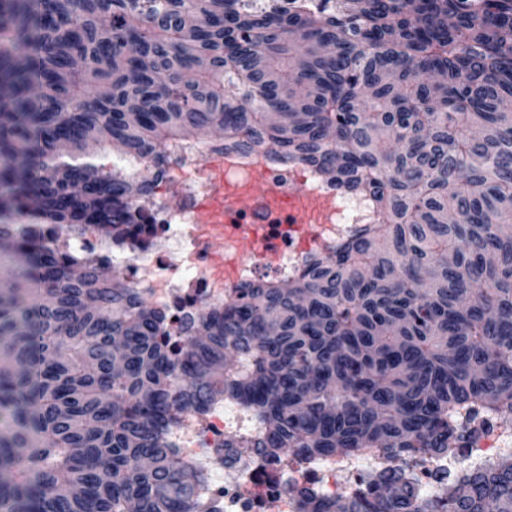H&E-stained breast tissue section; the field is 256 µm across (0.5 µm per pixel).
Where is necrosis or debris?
<instances>
[{"mask_svg": "<svg viewBox=\"0 0 512 512\" xmlns=\"http://www.w3.org/2000/svg\"><path fill=\"white\" fill-rule=\"evenodd\" d=\"M180 173L159 184L150 208L155 216L154 233L142 248L119 247L86 236H72L68 246L107 260L128 285L146 290L149 301L167 306L171 327L203 306H221L253 281L280 282L300 274L315 252L329 253L356 228L369 220L367 201L321 182L302 164L266 163V180L273 199L260 219H253L233 195L224 197V216L214 231L224 235V256L233 258L242 237L257 240V249L246 261H237L228 274L218 275L216 264L202 246V226L197 202L214 187L208 174L198 168L202 157H215L214 146L181 144L173 147ZM180 206L171 209L170 197ZM243 421L240 408L221 402L202 415L188 414L173 434L185 457L206 472V495L215 512H263L266 501L279 503V512H300L303 491H316L325 501L345 493H363L372 475L391 462L376 451L360 456L338 454L311 460H295L282 466L241 457L228 477L217 480L216 452ZM471 431L462 454L433 459L415 457L419 499L433 501L445 496L449 471L459 473L491 465L512 456V425L497 417L472 414L466 419Z\"/></svg>", "mask_w": 512, "mask_h": 512, "instance_id": "obj_1", "label": "necrosis or debris"}]
</instances>
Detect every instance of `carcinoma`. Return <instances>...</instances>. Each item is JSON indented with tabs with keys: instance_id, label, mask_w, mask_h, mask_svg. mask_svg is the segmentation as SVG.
Masks as SVG:
<instances>
[{
	"instance_id": "carcinoma-1",
	"label": "carcinoma",
	"mask_w": 512,
	"mask_h": 512,
	"mask_svg": "<svg viewBox=\"0 0 512 512\" xmlns=\"http://www.w3.org/2000/svg\"><path fill=\"white\" fill-rule=\"evenodd\" d=\"M214 127L375 220L187 317L175 352L159 308L58 240L147 233L165 147ZM0 243L27 260L0 288V512H207L167 434L219 398L246 418L228 466L401 462L300 512H512V459L427 504L410 461L468 440L464 412L512 420V0H0Z\"/></svg>"
}]
</instances>
